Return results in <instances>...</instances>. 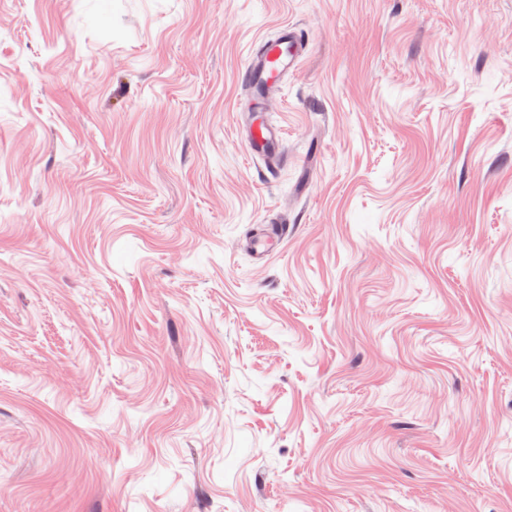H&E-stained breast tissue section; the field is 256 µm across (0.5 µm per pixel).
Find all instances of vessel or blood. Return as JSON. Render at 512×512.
Segmentation results:
<instances>
[{"label": "vessel or blood", "mask_w": 512, "mask_h": 512, "mask_svg": "<svg viewBox=\"0 0 512 512\" xmlns=\"http://www.w3.org/2000/svg\"><path fill=\"white\" fill-rule=\"evenodd\" d=\"M305 50L304 34L290 25L283 26L274 41H261L252 50L242 80L252 88L257 101H264L278 90L288 73L298 66ZM280 139L279 128L265 121L252 123L248 135L249 150L259 157H273ZM287 237V225L272 224L245 236L242 246L256 261L262 262L272 257Z\"/></svg>", "instance_id": "obj_1"}]
</instances>
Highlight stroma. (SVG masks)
Here are the masks:
<instances>
[{
  "mask_svg": "<svg viewBox=\"0 0 512 512\" xmlns=\"http://www.w3.org/2000/svg\"><path fill=\"white\" fill-rule=\"evenodd\" d=\"M0 512H512V0H0ZM306 46L304 34L286 25L273 43L263 40L252 50L242 81L254 91L257 105L275 93L288 73L298 66ZM281 130L266 121L253 122L248 135L249 151L259 157L271 158L276 154ZM288 239V225L269 224L260 232L246 235L242 246L258 262L272 257L280 245Z\"/></svg>",
  "mask_w": 512,
  "mask_h": 512,
  "instance_id": "35a3bbf8",
  "label": "stroma"
}]
</instances>
